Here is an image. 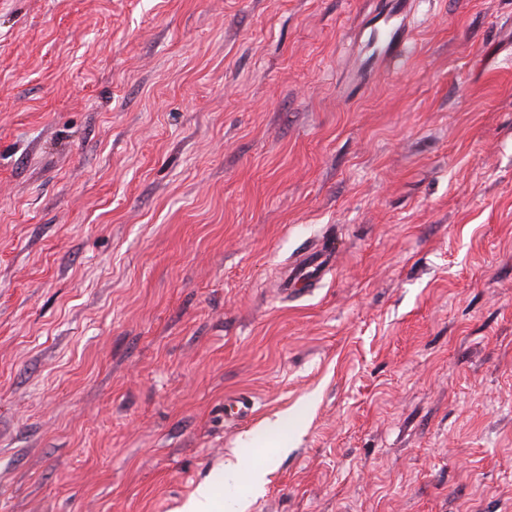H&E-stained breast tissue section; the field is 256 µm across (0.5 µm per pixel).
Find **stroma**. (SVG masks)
<instances>
[{
	"label": "stroma",
	"mask_w": 512,
	"mask_h": 512,
	"mask_svg": "<svg viewBox=\"0 0 512 512\" xmlns=\"http://www.w3.org/2000/svg\"><path fill=\"white\" fill-rule=\"evenodd\" d=\"M406 3L0 0V512H512V0ZM326 259H322L316 253H307L303 254L299 259H297L286 279V290L288 291V286H290V290H295L296 286L300 282H306L312 278H314L317 274L323 271L325 266Z\"/></svg>",
	"instance_id": "1"
}]
</instances>
